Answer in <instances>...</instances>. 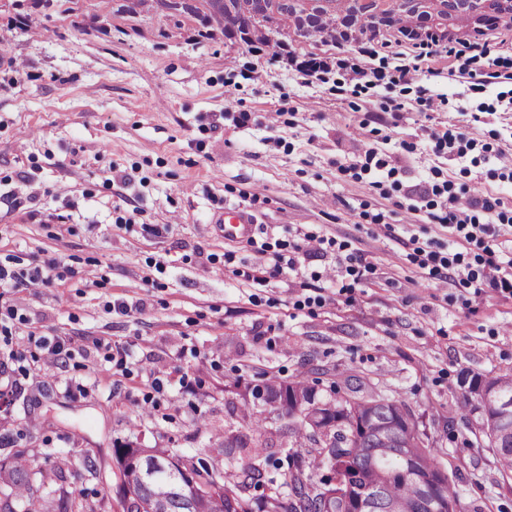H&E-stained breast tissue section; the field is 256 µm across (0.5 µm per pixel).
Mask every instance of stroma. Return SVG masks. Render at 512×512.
I'll list each match as a JSON object with an SVG mask.
<instances>
[{
    "label": "stroma",
    "mask_w": 512,
    "mask_h": 512,
    "mask_svg": "<svg viewBox=\"0 0 512 512\" xmlns=\"http://www.w3.org/2000/svg\"><path fill=\"white\" fill-rule=\"evenodd\" d=\"M123 2L0 0V262L20 275L61 262L48 284L0 292L20 314L0 351V436L24 451L33 485L50 493L41 474L65 462L72 488L122 512L116 446L215 459L225 430L245 426L249 385L301 376L321 399L361 381L404 403L462 512H512L495 449L467 441L463 384L512 371V299L471 297L456 273L430 279L413 260L454 248L419 207L424 186L450 180L512 212L498 177L512 112H469L495 88L458 96L443 57L412 84L340 100L344 73L311 82L271 48L201 38L187 15L130 16ZM421 87L448 94L447 111L422 112ZM424 125L467 127L487 160L434 155ZM371 149L395 170L378 188L352 171ZM228 206L252 216V240L225 239ZM308 232L335 247L301 272L245 281ZM350 253L368 267L361 281L338 264ZM312 270L320 289L301 285ZM41 338L71 356L43 365Z\"/></svg>",
    "instance_id": "stroma-1"
}]
</instances>
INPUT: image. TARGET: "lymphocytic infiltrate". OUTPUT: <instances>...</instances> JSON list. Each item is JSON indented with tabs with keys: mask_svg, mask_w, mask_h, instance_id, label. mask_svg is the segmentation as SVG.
I'll return each mask as SVG.
<instances>
[{
	"mask_svg": "<svg viewBox=\"0 0 512 512\" xmlns=\"http://www.w3.org/2000/svg\"><path fill=\"white\" fill-rule=\"evenodd\" d=\"M497 39L498 25L493 21L476 23L462 35L423 25L402 31L393 39L397 47L395 75L398 82L412 83L416 72L422 71L436 58L446 56L454 61L449 75L457 84L470 89L495 87L501 110L512 112V59L497 56ZM372 53V48L366 46L361 56L356 57L349 54L345 45L336 44L331 52L323 54H300L285 49L275 54L274 59L288 64L305 77L321 82L333 70H349L357 88L362 89L383 78L382 70L365 62L366 56ZM428 193L439 200V210L433 214V221L455 231L460 249L445 257L428 253L426 259L420 261V268L426 269L431 278H443L445 270L462 265L465 249L473 245L479 253L474 266L467 268L461 278V285L477 295L484 287L490 286L512 297V249L503 248L498 240L500 226L507 223L508 217L502 211L499 199L468 198L465 190L456 189L449 180L433 184ZM326 243L325 237L304 235L292 245L290 254H275L270 265L253 269L247 279L261 285L283 270H299L300 257L322 250Z\"/></svg>",
	"mask_w": 512,
	"mask_h": 512,
	"instance_id": "lymphocytic-infiltrate-1",
	"label": "lymphocytic infiltrate"
}]
</instances>
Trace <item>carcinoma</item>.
Wrapping results in <instances>:
<instances>
[{
	"label": "carcinoma",
	"instance_id": "carcinoma-1",
	"mask_svg": "<svg viewBox=\"0 0 512 512\" xmlns=\"http://www.w3.org/2000/svg\"><path fill=\"white\" fill-rule=\"evenodd\" d=\"M438 14L447 17L453 12L473 14L479 18L512 11V4L502 0H450L442 3ZM373 4L363 0H348L341 13H336V0H154L157 10H174L188 14L199 21L206 31L199 32L203 38L213 37L207 31L209 16L220 13L228 20L221 33L231 40L235 37L246 43L281 49L288 46V30L304 38L320 37L324 42L357 41L368 35L386 37L399 22L396 12L400 11L418 20L431 17L428 0H404L395 11L390 9L379 14L372 12ZM271 411L278 404L287 401L293 404L294 393H303L304 400H316L314 389L304 379H295L279 386L265 385ZM391 399L372 394L369 399L352 407L345 401L346 410L332 416L337 422L332 434L322 438L312 430V425L300 421L301 427L309 429L306 439L308 448H298L293 455L305 463L302 471H288L283 481H268L267 492L256 498L250 489L260 486L262 477L259 465L255 463L259 454L256 449L264 448L272 436L281 431L275 426V419L263 412L246 413L253 417L246 433L230 429L224 433L222 454H242L237 472L229 473L223 464H208L200 459L178 455L169 448H133L129 444L115 448L119 466H124V457L129 454L141 455L143 465L155 472V478L137 481L120 497L122 512H194L193 497L174 482H164L165 470L173 461L183 463L190 471L197 488L211 485V477L222 475L223 491L217 494L209 505V512H350L351 500L344 494L345 487L333 490L324 487V480L314 479L313 469L327 465L334 457L335 476L350 477L357 485L373 488L370 493L368 512H387L392 500H404L414 506L413 512H429L430 502L424 487L415 478L413 463L422 459L437 460L436 449L420 443L415 448L397 447L400 422L389 415ZM373 419L385 421L381 432H365L352 427L348 419ZM501 468L506 475H512V435L494 444ZM12 461L7 467L0 466V483L10 493L0 499V512H14L11 499L27 503V512H50L47 498L34 491L23 453L9 454ZM437 495L453 505L458 504L459 491L453 481L443 477L439 481ZM70 506L76 512H95L96 505L76 491H65Z\"/></svg>",
	"mask_w": 512,
	"mask_h": 512
}]
</instances>
